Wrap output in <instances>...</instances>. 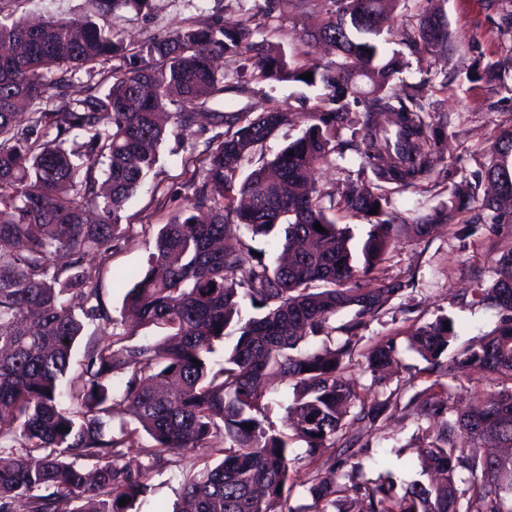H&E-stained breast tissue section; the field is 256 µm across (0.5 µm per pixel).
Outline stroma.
I'll return each mask as SVG.
<instances>
[{"label":"stroma","instance_id":"obj_1","mask_svg":"<svg viewBox=\"0 0 512 512\" xmlns=\"http://www.w3.org/2000/svg\"><path fill=\"white\" fill-rule=\"evenodd\" d=\"M214 0H150L147 10L120 11L115 23L129 42L147 35H169L211 14ZM92 0H0V15L11 19L38 20L50 16L74 18L90 14ZM430 10L447 21L448 44L421 56L409 46L395 42L409 63L403 73L406 82L420 85L426 108L425 118L438 125L443 151L436 174L424 177L416 186L402 189L386 186L388 211L399 223L439 215L432 234L422 239L407 236L393 243L371 281L394 279L406 282V289L394 297L379 319L367 323L359 332V348L369 351L388 337H395L398 363L376 387L378 398L397 393L399 400L375 424L357 430L354 458L363 465L365 479H377L391 470L398 487L420 476L421 468L411 448L419 438L434 434L435 423L420 418L407 406L405 398L414 390L429 385L426 363L407 342L411 328L448 316L454 322L459 341L476 340L491 331L499 320L497 312L475 304L472 292L477 284H490L496 259L512 250V222H492L488 213H457L444 220L448 201L456 185L474 186L484 193V170L491 149L503 130L512 128V70L499 80L484 74L487 62L512 54V39L503 31L512 20V7L506 0H398L394 14L398 21H415ZM276 18L265 33L266 39L285 52L300 48L299 31L305 19L297 0H279ZM316 89L283 84L255 86L246 96L226 93V100L237 107L259 113L277 104L288 112L302 111V99H315ZM213 130L207 118L183 135H168L158 148L159 161L150 176L148 190L134 196L126 206L123 227L128 243L102 265L98 286L100 299L111 317H120L127 286L116 283L118 275L146 268L154 249L153 228L167 223L182 206L186 174L183 157L191 149H202ZM372 181L371 172L361 169L359 156L345 151L343 159L319 166L314 172L317 184L326 191H341L347 178ZM450 403L464 409L477 404L487 393L497 390L494 376L474 380L469 374L448 377ZM188 452L172 454L165 466L146 473L147 492L132 512H171L182 494V476Z\"/></svg>","mask_w":512,"mask_h":512}]
</instances>
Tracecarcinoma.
Returning a JSON list of instances; mask_svg holds the SVG:
<instances>
[{"mask_svg": "<svg viewBox=\"0 0 512 512\" xmlns=\"http://www.w3.org/2000/svg\"><path fill=\"white\" fill-rule=\"evenodd\" d=\"M321 2L292 56L256 40L263 27L256 18H271L274 0L233 29L212 14L133 48L112 19L122 7L141 12L149 0H94L89 16L34 25L0 20V44L16 48L0 55V241L11 245L0 250V512H14L18 500L28 512H129L147 492L142 473L175 449L191 450L192 461L174 512H268L295 487L293 442L305 443L314 464L347 447L356 424H373L391 407L346 376L359 330L403 291L399 281L370 286L364 278L401 231L426 237L431 219L391 223L382 184L415 186L433 169L442 141L420 115L419 90L394 89L406 63L387 55L385 44L397 37L429 53L447 43L448 30L429 12L396 25L388 5L397 0ZM320 43L336 48V61L313 58ZM239 56L251 80L318 87V102L307 112L274 106L254 118L230 105L211 108L226 92H249L246 82L225 83L224 64ZM306 72L313 80L301 78ZM79 74L84 93L72 98ZM199 110L211 112L224 134L185 159L191 195L158 229L146 270L133 275L126 303L138 326L120 328L100 302L97 268L87 259L93 254L102 264L127 241L125 205L154 169L167 133L160 115L169 113L172 128L183 131ZM382 112L401 122L380 125ZM296 118L301 135L235 180ZM346 127L378 184L348 179L338 196L319 187L313 171L343 151ZM486 175L495 193L480 208L496 223L511 220L512 130L495 143ZM474 203L469 188H455L448 219ZM376 205V223L354 245L336 213L367 217ZM242 227L254 236L281 233L275 266L244 242L216 247ZM495 275L477 289L478 303L501 318L478 343L454 347L447 316L408 336L437 375L408 404L441 421L436 437L413 453L421 475L442 478L414 480L400 494L391 474L363 481L354 464L339 476L309 478L314 512H343L339 505L353 494L362 512H512V457L479 453L486 440L512 448V250L496 260ZM244 300L260 314L244 318ZM342 312L350 317L337 326ZM97 321L112 332L71 376L74 344ZM139 326L164 335L135 342ZM318 336L320 343L301 350ZM227 337L235 342L217 363L215 344ZM397 355L390 337L364 355L365 370L379 382L377 373ZM456 370L495 375L502 388L479 408L456 412L440 380ZM273 376L293 389L284 431L267 415L264 384ZM127 411L137 427L113 435L112 416ZM218 438L224 458L212 464ZM122 498L129 503L120 505Z\"/></svg>", "mask_w": 512, "mask_h": 512, "instance_id": "cac0c4a2", "label": "carcinoma"}]
</instances>
